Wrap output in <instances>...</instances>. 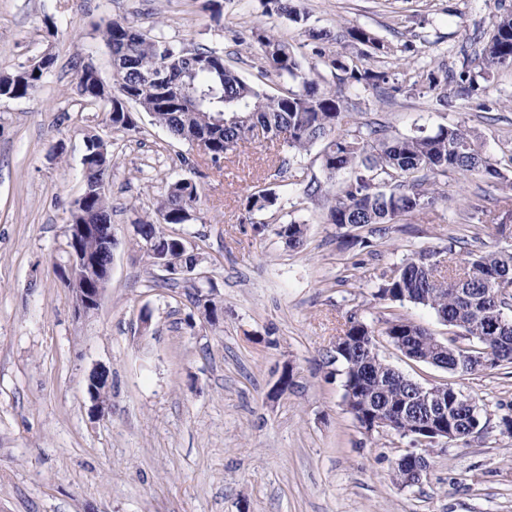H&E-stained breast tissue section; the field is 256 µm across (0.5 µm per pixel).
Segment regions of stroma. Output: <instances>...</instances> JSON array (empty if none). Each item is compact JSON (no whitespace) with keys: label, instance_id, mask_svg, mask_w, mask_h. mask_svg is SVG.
I'll use <instances>...</instances> for the list:
<instances>
[{"label":"stroma","instance_id":"35a3bbf8","mask_svg":"<svg viewBox=\"0 0 512 512\" xmlns=\"http://www.w3.org/2000/svg\"><path fill=\"white\" fill-rule=\"evenodd\" d=\"M205 2L0 0V72L46 51L55 57L33 94L0 99V512H512V433L500 424L512 416V365L458 377L408 360L382 336L385 320L399 317L440 338L454 328L429 309L374 296L380 273L413 251L511 245L512 225L496 222L505 207L500 185L452 173L445 198L425 214L382 232L340 228L320 198L302 194L326 179L316 151L281 175L278 143L253 137L215 163L143 112L136 130L113 131L102 108L74 92L87 59L114 83L99 31L106 19L191 48H222L241 75L278 92L282 81L260 76L249 47L251 28L263 25L355 104L359 121L382 123L394 136L458 124L500 160L512 155V66L483 76L474 59L493 16L512 14V0H300L302 25L265 14L261 0H221L216 20ZM309 26L330 39L311 40ZM352 26L389 46L370 68L397 78L465 65L479 93L443 106L414 91L336 81L320 57L346 46ZM90 134L113 154L116 244L100 307L79 317L61 272ZM183 178L197 183L200 200L190 223L166 231L200 253V281L224 301L214 326L136 243L137 222ZM258 180L305 223L299 248L272 230L255 235L253 223L279 222L248 213ZM355 237L361 245L346 247ZM353 313L377 330L386 363L426 386L452 384L491 417L483 433L429 449L420 485L402 487L394 476L409 438L364 434L341 375L325 363ZM286 368L292 383L273 394ZM97 369L111 382L112 406L101 418L88 393Z\"/></svg>","mask_w":512,"mask_h":512}]
</instances>
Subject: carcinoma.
I'll return each mask as SVG.
<instances>
[{"instance_id": "1", "label": "carcinoma", "mask_w": 512, "mask_h": 512, "mask_svg": "<svg viewBox=\"0 0 512 512\" xmlns=\"http://www.w3.org/2000/svg\"><path fill=\"white\" fill-rule=\"evenodd\" d=\"M266 12L301 21L292 0H263ZM350 41L366 47L359 53L338 52L325 65L338 71L336 78L378 90L388 81L383 72L367 67L370 53L380 52L385 44L371 31L352 27ZM103 41L112 46L114 72L120 77L121 92L112 97V113L107 115L115 131L135 129L128 105L135 104L151 121L173 136L206 145L211 161L218 162L235 150L238 142L250 137L259 126L267 135L281 141L284 165L320 145L321 167L328 179L343 178L324 190L308 183L303 194L322 195L328 221L338 226L372 224L376 230L397 223L403 216L424 213L444 197L448 173H482L501 179V162L483 153L476 138L460 125L438 128L432 134L395 137L386 126L359 123L348 103L338 92L321 85L302 68L293 47L264 27L251 31L250 46L260 52V74L274 73L293 86L271 94L260 83L241 76L217 47L186 48L162 34L143 32L126 23L112 20L103 27ZM478 59L485 73L504 64H512V14L493 19L492 30ZM167 76L165 86L152 82L158 70ZM448 70L424 69L415 75L409 90H423L447 102ZM41 86L35 71L26 68L0 74V87L22 99ZM89 184L106 178L112 166L107 142L95 135L86 143ZM280 195L260 184L246 198L250 213H262L278 207ZM199 201V189L191 180L173 182L158 200L154 216L136 227L138 243L151 240L166 256L188 246L185 239L168 235L165 224H186ZM85 211L89 223L103 224L111 219L107 192L92 193ZM306 225L295 220L277 225L275 235L287 247L301 246ZM440 252L421 249L405 258L394 269L380 276L375 296L393 302L409 301L432 310L440 322L457 327L462 340L444 342L425 329L399 318L384 322L381 335L403 337L406 356L452 375L512 365V301L498 296L501 285L512 283V248L497 250L468 249L455 267L442 272ZM190 304L212 325L219 322L224 304L213 293L188 294ZM508 318L507 332L489 329V322ZM349 335L371 336L364 344L350 347L341 356L343 386L360 389L362 400L355 410L387 412L394 430L401 434L429 416L431 405L414 388L415 381L385 363L378 355L374 330L352 314ZM446 389L448 428L462 435L472 429L484 432L487 416L467 405L469 397L450 384Z\"/></svg>"}]
</instances>
